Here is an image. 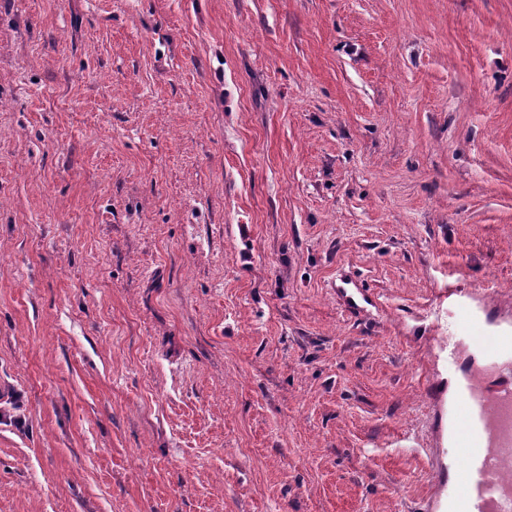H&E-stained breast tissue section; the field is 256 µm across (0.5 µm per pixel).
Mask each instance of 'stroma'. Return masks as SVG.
<instances>
[{"label":"stroma","mask_w":512,"mask_h":512,"mask_svg":"<svg viewBox=\"0 0 512 512\" xmlns=\"http://www.w3.org/2000/svg\"><path fill=\"white\" fill-rule=\"evenodd\" d=\"M452 288L512 0H0V512H416ZM336 298L338 303L346 310H356L360 307V303H372V299L364 293L361 288H348L340 286L336 289Z\"/></svg>","instance_id":"stroma-1"}]
</instances>
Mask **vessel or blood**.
I'll return each instance as SVG.
<instances>
[{"mask_svg": "<svg viewBox=\"0 0 512 512\" xmlns=\"http://www.w3.org/2000/svg\"><path fill=\"white\" fill-rule=\"evenodd\" d=\"M458 322L470 336L465 348L438 343V355H468L496 359L512 369V315L499 313L482 293L457 290L452 294ZM453 442L461 459L453 464L434 459L441 483H452L450 497L428 500L422 512H512V379L490 382L481 367H473L452 384Z\"/></svg>", "mask_w": 512, "mask_h": 512, "instance_id": "vessel-or-blood-1", "label": "vessel or blood"}]
</instances>
